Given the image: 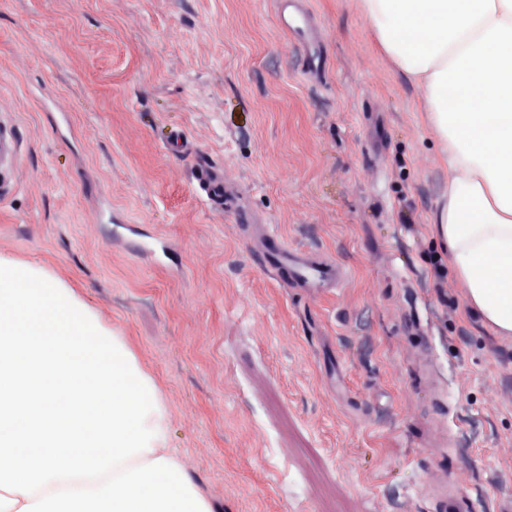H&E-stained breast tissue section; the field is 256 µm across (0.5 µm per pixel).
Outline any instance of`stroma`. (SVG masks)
I'll use <instances>...</instances> for the list:
<instances>
[{
    "label": "stroma",
    "instance_id": "obj_1",
    "mask_svg": "<svg viewBox=\"0 0 512 512\" xmlns=\"http://www.w3.org/2000/svg\"><path fill=\"white\" fill-rule=\"evenodd\" d=\"M0 118V258L120 336L215 512L512 500V338L430 235L448 166L353 0H0ZM270 232L344 280L291 284ZM18 154V142L10 124L0 122V197L6 195V186L13 175ZM197 181L202 196L210 202H214L224 193V176L220 173L202 172L198 175ZM439 501L443 512H471L470 498L458 485L448 487V495L443 493Z\"/></svg>",
    "mask_w": 512,
    "mask_h": 512
}]
</instances>
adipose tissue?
I'll return each mask as SVG.
<instances>
[{
	"instance_id": "obj_1",
	"label": "adipose tissue",
	"mask_w": 512,
	"mask_h": 512,
	"mask_svg": "<svg viewBox=\"0 0 512 512\" xmlns=\"http://www.w3.org/2000/svg\"><path fill=\"white\" fill-rule=\"evenodd\" d=\"M382 51L422 88L448 163L430 233L468 309L512 337V0H353Z\"/></svg>"
}]
</instances>
